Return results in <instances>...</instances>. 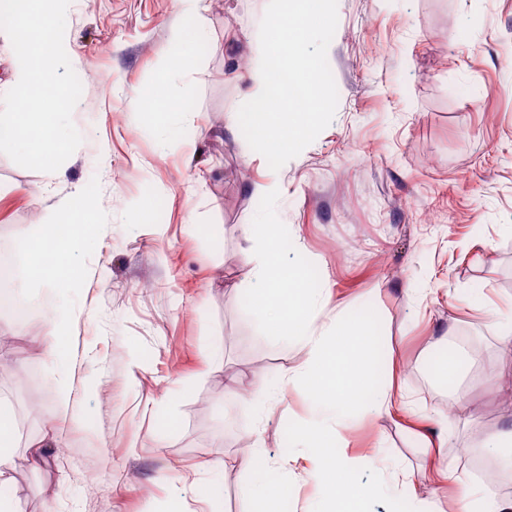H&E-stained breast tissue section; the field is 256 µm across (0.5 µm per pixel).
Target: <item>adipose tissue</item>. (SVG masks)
Instances as JSON below:
<instances>
[{
	"label": "adipose tissue",
	"mask_w": 512,
	"mask_h": 512,
	"mask_svg": "<svg viewBox=\"0 0 512 512\" xmlns=\"http://www.w3.org/2000/svg\"><path fill=\"white\" fill-rule=\"evenodd\" d=\"M179 16L170 27V53L162 69V77L136 100L140 111L147 113L156 124H163L170 113L182 111L180 102L172 99L166 78L175 73L188 72L194 67L196 48L202 39L200 28L193 19L199 18L203 0H178ZM56 210L65 211L68 219L62 223L39 225L33 235L19 238L14 250L21 258L38 253L43 257L35 273L51 288L69 287L74 269L69 257L82 246V232L87 225L91 202L89 195L78 191L62 197ZM16 422L13 412L0 405V512H12L10 499L4 491L12 482V450L15 446ZM453 512H512V500L496 496L478 484H461L454 500Z\"/></svg>",
	"instance_id": "adipose-tissue-1"
}]
</instances>
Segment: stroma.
<instances>
[{
	"instance_id": "35a3bbf8",
	"label": "stroma",
	"mask_w": 512,
	"mask_h": 512,
	"mask_svg": "<svg viewBox=\"0 0 512 512\" xmlns=\"http://www.w3.org/2000/svg\"><path fill=\"white\" fill-rule=\"evenodd\" d=\"M268 0H206L195 67L171 76L186 111L167 142L134 102L158 78L177 0H70L71 65L82 84L72 120L82 136L60 178L0 153V239L48 223L83 188L98 233L74 256L72 287L45 291L26 321L0 310V400L37 376L41 404L13 450L15 512H288L321 496L287 457L289 421L308 397L289 382L306 355L262 335L241 302L254 283L246 233L255 185L281 186L276 212L316 266L329 327L337 306H370L382 351L401 371L406 410L366 407L342 432L354 453L381 458L426 497L423 427L447 439L457 475L479 482L494 457L468 448L498 430L512 398V355L499 319L477 302L512 301V0H338L327 59L338 90L330 125L280 170L228 115L251 100ZM61 333L58 358L35 339ZM475 337L463 374L440 376L443 337ZM224 345V369L208 349ZM44 440L33 470L28 446Z\"/></svg>"
}]
</instances>
